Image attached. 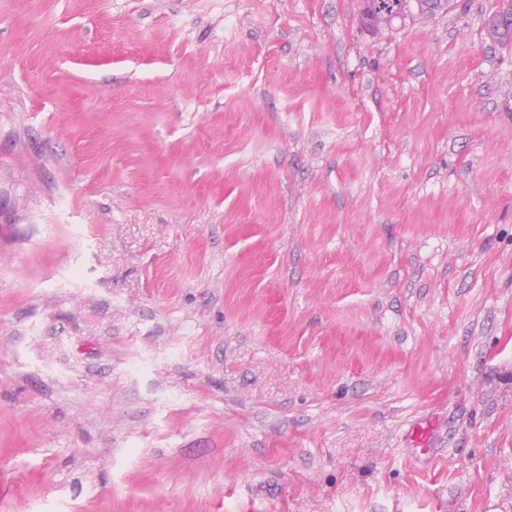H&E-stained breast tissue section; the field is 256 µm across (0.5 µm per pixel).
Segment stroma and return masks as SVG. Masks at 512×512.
Here are the masks:
<instances>
[{
	"label": "stroma",
	"instance_id": "stroma-1",
	"mask_svg": "<svg viewBox=\"0 0 512 512\" xmlns=\"http://www.w3.org/2000/svg\"><path fill=\"white\" fill-rule=\"evenodd\" d=\"M497 4L0 0V512H512ZM377 12L362 10L361 22L364 26L377 29L391 23L395 18H386L383 13H392L390 2L392 0H374Z\"/></svg>",
	"mask_w": 512,
	"mask_h": 512
}]
</instances>
